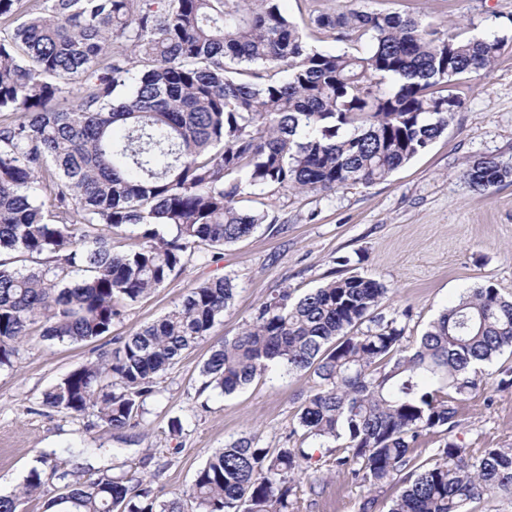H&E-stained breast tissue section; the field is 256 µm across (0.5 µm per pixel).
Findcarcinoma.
<instances>
[{
  "mask_svg": "<svg viewBox=\"0 0 512 512\" xmlns=\"http://www.w3.org/2000/svg\"><path fill=\"white\" fill-rule=\"evenodd\" d=\"M284 2L0 0V369L32 336L108 334L195 254L251 235L268 213L238 205L248 189L387 180L447 129L461 105L452 82L490 69L505 46L351 8L312 20L351 46L324 51ZM463 175L487 192L512 182V165L469 159ZM117 238L131 243L119 250ZM234 290L226 275L196 285L42 405L91 410L118 433L137 427L156 380L208 339ZM388 292L351 275L278 294L211 346L205 387L230 395L273 368L310 374L303 438L352 480L399 486L385 512H468L488 494L512 496V448L475 452L450 438L482 366L512 349V297L471 288L407 347L403 329L374 317ZM437 430L448 438L435 463L418 462L414 448ZM313 459L311 448L240 437L166 499L135 472L83 481L53 464L0 495V512L26 496L45 498L47 512H294Z\"/></svg>",
  "mask_w": 512,
  "mask_h": 512,
  "instance_id": "obj_1",
  "label": "carcinoma"
}]
</instances>
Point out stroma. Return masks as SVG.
Instances as JSON below:
<instances>
[{
  "label": "stroma",
  "instance_id": "35a3bbf8",
  "mask_svg": "<svg viewBox=\"0 0 512 512\" xmlns=\"http://www.w3.org/2000/svg\"><path fill=\"white\" fill-rule=\"evenodd\" d=\"M371 10L422 15L459 38L496 35L506 45L486 71L456 83L461 106L445 133L388 180L333 193L245 194L241 208L267 210L269 221L228 246L219 257L195 258L186 270L127 306L109 335L79 344L32 337L13 367L0 369V492L22 487L31 474L55 464H83L95 478L143 471L162 497L187 491L215 449L249 433L264 448L298 447L296 412L309 375L273 370L230 395L205 388L200 368L211 344L234 336L264 301L290 291L301 295L340 277L361 275L390 290L378 309L397 321L406 343L466 289L493 286L512 295V182L473 191L463 175L466 158L492 155L512 164V0H287L289 19L307 29L311 14L341 12L356 2ZM228 275L231 306L206 344L162 374L159 392L144 404L141 428L123 434L81 416L42 406V395L72 370L112 349L118 339L169 311L196 283ZM502 353L485 369L487 388L459 403L454 430L467 448L512 447V388L496 385ZM181 432H171L172 420ZM296 512H362L370 496L386 503L396 494L369 489L322 457L318 472L297 482Z\"/></svg>",
  "mask_w": 512,
  "mask_h": 512
}]
</instances>
